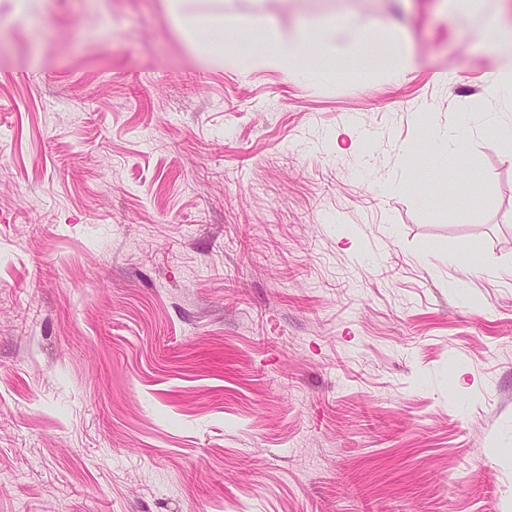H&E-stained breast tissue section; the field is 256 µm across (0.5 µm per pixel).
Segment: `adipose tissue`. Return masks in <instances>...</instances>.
Returning <instances> with one entry per match:
<instances>
[{
	"label": "adipose tissue",
	"instance_id": "adipose-tissue-1",
	"mask_svg": "<svg viewBox=\"0 0 512 512\" xmlns=\"http://www.w3.org/2000/svg\"><path fill=\"white\" fill-rule=\"evenodd\" d=\"M163 7L174 21L187 45H195L199 35L209 40L210 57L224 67L247 75L256 71L275 70L290 77H338L348 70L355 52H363L375 72L404 75L418 68L404 38L387 41L360 34L353 26L335 19L314 17L291 32L263 23L261 18L241 23L239 18L224 14V0H163ZM258 29L257 43L247 51L232 46L233 35L241 27ZM489 36L507 54L490 79L489 91L506 102L512 101V0H500L497 20L489 26ZM492 125L494 142L512 147V121L488 113L464 114L449 129L436 131L419 143L417 152L427 154L434 165L459 172L465 164V141L478 126Z\"/></svg>",
	"mask_w": 512,
	"mask_h": 512
}]
</instances>
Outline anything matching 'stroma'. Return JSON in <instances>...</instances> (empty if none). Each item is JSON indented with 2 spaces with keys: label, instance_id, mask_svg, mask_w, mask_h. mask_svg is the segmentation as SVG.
I'll use <instances>...</instances> for the list:
<instances>
[{
  "label": "stroma",
  "instance_id": "35a3bbf8",
  "mask_svg": "<svg viewBox=\"0 0 512 512\" xmlns=\"http://www.w3.org/2000/svg\"><path fill=\"white\" fill-rule=\"evenodd\" d=\"M492 5L224 0L421 59L310 83L162 0L0 9V512H512V150L397 190L507 112ZM493 124L494 143L512 148V121L502 120L490 113H465L458 123L445 130L436 131L431 138L420 142L412 150L404 152V158L410 160L417 153H425L434 165H444L448 170L458 173L465 164V141L469 132L482 125Z\"/></svg>",
  "mask_w": 512,
  "mask_h": 512
}]
</instances>
